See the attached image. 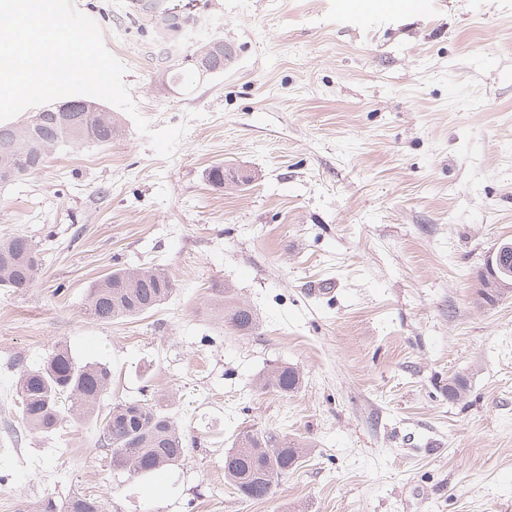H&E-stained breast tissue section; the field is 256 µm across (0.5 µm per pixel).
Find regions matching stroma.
Segmentation results:
<instances>
[{
	"label": "stroma",
	"instance_id": "obj_1",
	"mask_svg": "<svg viewBox=\"0 0 512 512\" xmlns=\"http://www.w3.org/2000/svg\"><path fill=\"white\" fill-rule=\"evenodd\" d=\"M127 2L75 0L150 128L184 134L160 157L116 107L111 144L0 184V237L39 256L32 287L0 288V512L77 493L109 512H512V293L478 300L512 240V0H366L369 24L337 23L336 0H188L167 45ZM213 36L231 69L164 80ZM151 265L175 285L163 305L87 315L98 280ZM228 300L253 334L225 323ZM60 344L111 369L103 410L152 394L184 461L135 478L91 426L28 433L17 379ZM274 365L298 369L296 392L258 390ZM249 430L309 446L268 500L224 480ZM224 321L242 335H249L256 328V320L251 308L240 301L231 304L225 302Z\"/></svg>",
	"mask_w": 512,
	"mask_h": 512
}]
</instances>
